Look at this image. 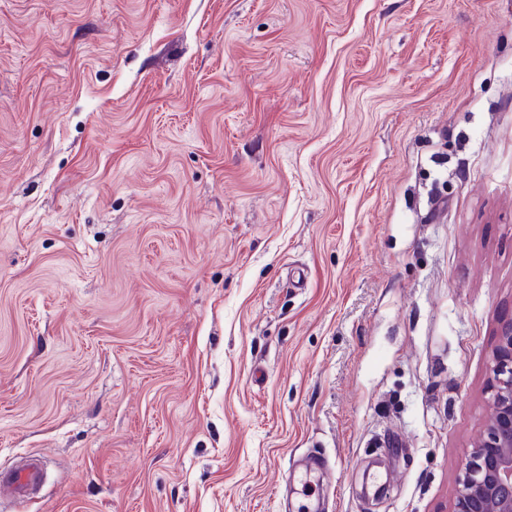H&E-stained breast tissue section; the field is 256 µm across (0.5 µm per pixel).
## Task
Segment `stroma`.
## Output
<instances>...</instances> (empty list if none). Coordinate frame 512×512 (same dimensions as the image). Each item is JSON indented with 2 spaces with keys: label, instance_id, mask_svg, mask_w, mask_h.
Here are the masks:
<instances>
[{
  "label": "stroma",
  "instance_id": "35a3bbf8",
  "mask_svg": "<svg viewBox=\"0 0 512 512\" xmlns=\"http://www.w3.org/2000/svg\"><path fill=\"white\" fill-rule=\"evenodd\" d=\"M510 309L512 0H0V512H449ZM328 469L324 460L318 455L306 456L296 471V483L299 486L298 494L310 497L317 486L325 482ZM42 476V462L34 456L28 457L17 469L0 471V500L5 495L22 497L29 488L40 483Z\"/></svg>",
  "mask_w": 512,
  "mask_h": 512
}]
</instances>
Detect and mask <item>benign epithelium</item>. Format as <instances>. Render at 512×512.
Listing matches in <instances>:
<instances>
[{"label":"benign epithelium","instance_id":"1","mask_svg":"<svg viewBox=\"0 0 512 512\" xmlns=\"http://www.w3.org/2000/svg\"><path fill=\"white\" fill-rule=\"evenodd\" d=\"M490 371L491 420L462 462L450 512H512V315L500 324Z\"/></svg>","mask_w":512,"mask_h":512}]
</instances>
